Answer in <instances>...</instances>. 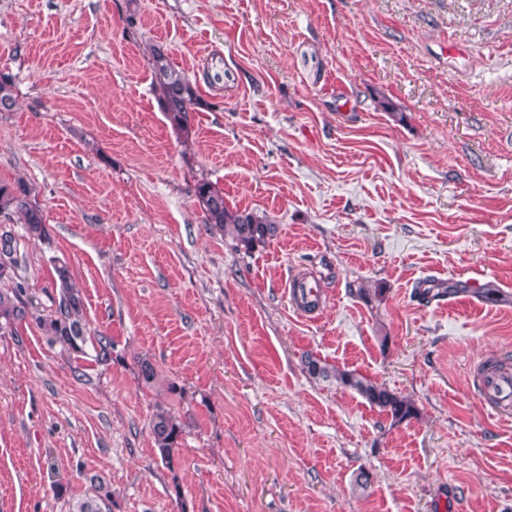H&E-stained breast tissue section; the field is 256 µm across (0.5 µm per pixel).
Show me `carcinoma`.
<instances>
[{"label": "carcinoma", "mask_w": 512, "mask_h": 512, "mask_svg": "<svg viewBox=\"0 0 512 512\" xmlns=\"http://www.w3.org/2000/svg\"><path fill=\"white\" fill-rule=\"evenodd\" d=\"M146 53L153 62L154 83L162 111L172 128L186 133L189 128V113L203 105L199 89L180 70L171 66L163 46L157 43L146 45ZM13 79L10 74L0 72V112H10L15 106ZM195 197L205 214L206 224L224 236L232 238L237 245L251 251L278 233V225L266 215L231 207L224 200V190L217 187L206 176L195 183ZM0 216L21 224L28 237L45 241L49 232L43 209L32 199V189L21 180L0 183ZM12 238L0 235V282L9 281L11 287L0 289V320L11 323L15 320L32 319L47 343L61 345L70 354L80 358L90 345L95 360L106 362L112 358L114 342L111 338L92 333L86 328L84 302L81 291L72 282L69 267L64 263L54 265L58 302L48 314H34L28 310L27 291L24 285L13 280L14 267ZM138 377L142 384L153 388L158 383V373L148 358L137 361ZM305 373L313 379L333 380L336 386L358 394L370 406L391 416L399 423L416 415L414 405L397 395L385 385L356 372L340 370L325 361L306 354L302 360ZM150 431L161 461L173 468L176 449L179 448L184 425L171 409L157 406L150 420ZM85 494L69 502V512H112L115 500L112 488L101 476H93Z\"/></svg>", "instance_id": "carcinoma-1"}]
</instances>
